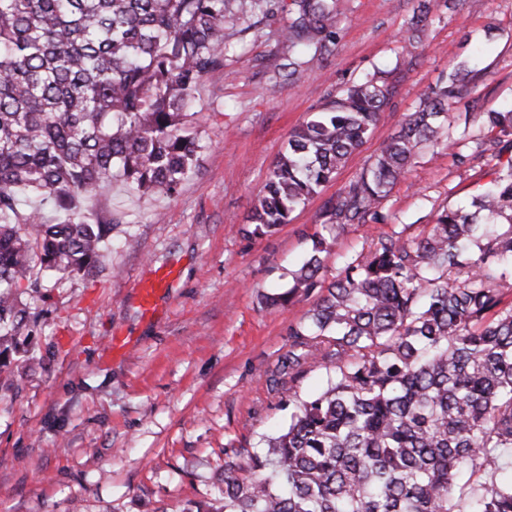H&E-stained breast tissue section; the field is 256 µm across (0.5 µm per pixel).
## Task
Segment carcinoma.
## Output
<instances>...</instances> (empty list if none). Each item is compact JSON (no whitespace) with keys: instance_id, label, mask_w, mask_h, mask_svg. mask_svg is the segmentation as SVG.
Segmentation results:
<instances>
[{"instance_id":"1","label":"carcinoma","mask_w":512,"mask_h":512,"mask_svg":"<svg viewBox=\"0 0 512 512\" xmlns=\"http://www.w3.org/2000/svg\"><path fill=\"white\" fill-rule=\"evenodd\" d=\"M439 7L418 0L402 49ZM286 20L288 83L336 49V0H0V372L27 326L22 294L52 275L90 273L111 240L98 218L114 178L140 195H176L203 145L192 104L224 63L238 26ZM462 63L431 88L361 175L321 208L283 306L315 295L288 326V355L265 371L288 392V425L262 451L224 449V506L214 512H512V103L448 136L489 180L443 209L420 238L393 231L326 279L331 242L380 221L377 208L418 150L438 144L449 102L468 91ZM395 91L386 72L354 83L295 128L248 217L262 236L336 178ZM323 366L326 385L294 382Z\"/></svg>"}]
</instances>
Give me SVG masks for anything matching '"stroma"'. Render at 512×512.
<instances>
[{
	"mask_svg": "<svg viewBox=\"0 0 512 512\" xmlns=\"http://www.w3.org/2000/svg\"><path fill=\"white\" fill-rule=\"evenodd\" d=\"M416 0H336L338 40L323 65L292 84L275 66L280 22L237 35L222 69L204 81L194 110L204 146L199 172L172 198L131 193L113 180L97 212L112 244L92 274L50 277L38 297L22 295L31 320L11 368L19 390L0 387V512H213L220 507L228 441L259 448L288 423L263 377L293 343L312 298L282 307L266 295L288 289L325 200L362 172L381 144L419 109L431 87L461 62L475 77L452 102L463 125L471 100H512V0H464L440 10L415 55L399 40ZM396 85L370 139L290 224L247 236V218L290 133L375 69ZM493 165L457 168L447 150L421 147L379 206L383 223L350 228L326 260L345 257L392 230L428 232L438 212L464 200ZM173 270L145 317L140 290ZM127 339L115 351L111 338Z\"/></svg>",
	"mask_w": 512,
	"mask_h": 512,
	"instance_id": "stroma-1",
	"label": "stroma"
}]
</instances>
